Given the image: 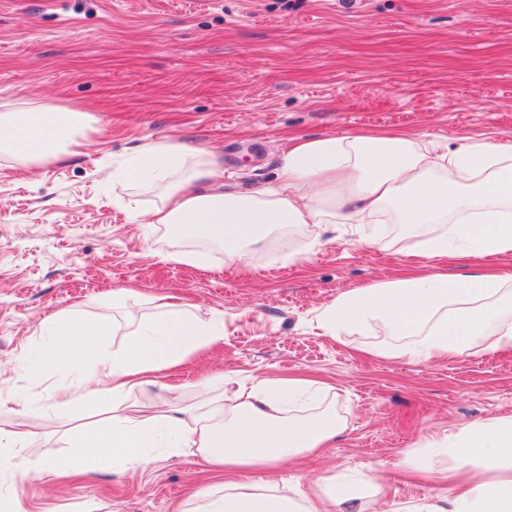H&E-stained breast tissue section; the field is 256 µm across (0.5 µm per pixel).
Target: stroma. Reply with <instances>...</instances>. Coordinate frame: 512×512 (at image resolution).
<instances>
[{
	"label": "stroma",
	"instance_id": "35a3bbf8",
	"mask_svg": "<svg viewBox=\"0 0 512 512\" xmlns=\"http://www.w3.org/2000/svg\"><path fill=\"white\" fill-rule=\"evenodd\" d=\"M33 97L86 106L96 123L82 154L27 172L0 159V388L29 398L26 413L0 409V427L25 422L19 454L31 464L46 431L63 455L112 414L108 401L58 410L48 393L62 375L26 372L28 353L53 340L44 318L114 320L122 332L101 343L108 355L164 296L222 318L224 338L123 405L198 407L215 374L214 398L290 374L332 386L303 411L332 408L335 439L253 480L283 488L369 471L387 499L434 498L450 486L418 468L432 442L512 417V351L412 363L366 355L388 344L380 328L316 329V310L340 293L412 273L400 257L417 241L408 226L383 224L371 247L350 234L329 241L314 224L278 229L247 245L248 266L230 265L218 247L134 222L163 184L120 174L136 145L164 137L215 153L228 193L271 185L294 138L374 129L512 142V0H0V104ZM177 251L207 263L166 261ZM127 287L140 303L113 305ZM217 478L202 456L169 448L139 471L88 463L51 484L6 467L0 512H183Z\"/></svg>",
	"mask_w": 512,
	"mask_h": 512
}]
</instances>
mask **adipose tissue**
Listing matches in <instances>:
<instances>
[{"label": "adipose tissue", "instance_id": "ef3b65f1", "mask_svg": "<svg viewBox=\"0 0 512 512\" xmlns=\"http://www.w3.org/2000/svg\"><path fill=\"white\" fill-rule=\"evenodd\" d=\"M94 122L78 107L41 98L6 104L0 108V157L25 168L57 161L87 145ZM128 171L134 180L165 183L147 224L218 246L234 265L246 263V244L275 228L316 224L333 232L350 224L358 242L372 246L379 237L375 221L388 212L401 224L437 225L418 251L427 273L342 294L320 308L319 329L337 336L380 326L397 343L379 348L378 356L415 363L457 356L476 345L489 352L512 348V318L501 305L512 279L442 270L448 258L512 253V143L463 137L449 150L406 133L300 140L283 155L275 184L248 196L218 191L223 170L216 156L172 138L138 144ZM108 333L104 321L72 316L55 323L46 351L31 356V376L42 377L51 366L67 377L53 389L56 407L95 406L151 385L159 371L222 338L224 322L169 303L133 329L111 357L98 356L96 345ZM326 390L323 383L288 377L225 393L217 408L187 418L169 408L146 415L116 411L111 421L75 438L68 459L44 449L39 475L49 481L90 459L136 471L147 465L150 449H193L220 467L225 479L195 499L189 512H366L362 497L332 475L285 493L244 479L319 452L335 438L334 412H287ZM444 457L459 478L453 493L393 501L386 512H512V417L461 428L451 441L435 443L422 470L439 472Z\"/></svg>", "mask_w": 512, "mask_h": 512}]
</instances>
